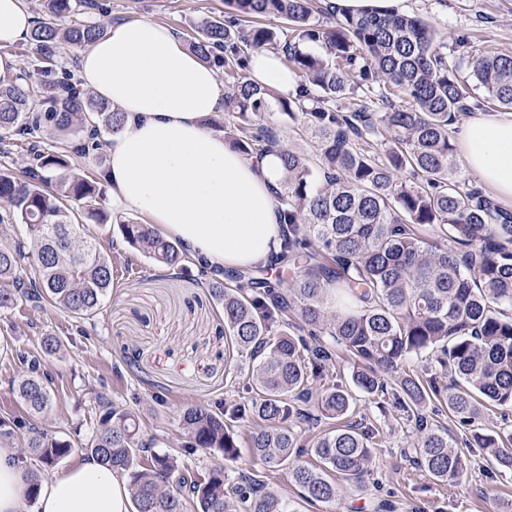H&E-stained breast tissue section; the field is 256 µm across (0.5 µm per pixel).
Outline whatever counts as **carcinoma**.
Wrapping results in <instances>:
<instances>
[{"label":"carcinoma","mask_w":512,"mask_h":512,"mask_svg":"<svg viewBox=\"0 0 512 512\" xmlns=\"http://www.w3.org/2000/svg\"><path fill=\"white\" fill-rule=\"evenodd\" d=\"M84 0H44L43 15L27 37L31 68L0 79V141H20L43 127L65 135L87 134L78 150L102 148L101 131L120 133L122 113L90 93L80 97L73 74L62 67L65 50L103 35L100 23L76 20ZM231 11L201 25L192 50L224 71V113L208 126L246 156L276 150L284 178L277 191L281 257L268 266L225 272L234 282L210 285L223 306L224 331L254 362L256 396L224 410L190 406L180 419L185 452L238 454L234 427L258 417L268 426L251 436L255 472L234 481L222 465L194 476L176 455L154 450L138 417L99 403L92 435L75 442L34 429L21 453L43 465L80 451L126 477L135 512H297L265 476L286 471L310 501L333 502L340 479L360 488L369 472L375 430L345 424L322 434L300 460L295 427L312 382L328 378L341 346L355 362V387L366 397L395 385L420 431L414 461L438 481L456 480L465 457L448 432L431 429L424 412L433 399L467 425L481 407H512V212L457 176L452 127L469 109L464 88L448 69L444 45L417 16L367 12L339 15L329 0H225ZM278 21L274 27L260 18ZM316 44L322 52L305 49ZM282 55L301 80L295 96L260 88L249 75L254 51ZM472 74L496 103L512 109V55L479 54ZM350 95L353 105L336 99ZM404 104L397 105L393 97ZM303 120L317 139L319 158L285 145L274 114ZM34 163L17 176L0 170V224L27 226L37 278L28 277L25 255L0 247V307L47 300L77 316H93L112 288V261L97 242L78 236L68 198L96 200V183L69 169L57 151L33 152ZM443 237L425 239L422 228ZM127 243L170 269L186 268L182 245L148 224H121ZM277 277L267 276L270 269ZM299 318L311 346L288 331ZM0 353L26 367L17 395L27 410L51 403L52 379L40 356L8 343ZM432 356L451 372L447 384L402 371L412 356ZM352 393L328 385L317 393L321 416L335 420L355 406ZM472 440L512 470V429H474ZM150 456L143 467L140 454Z\"/></svg>","instance_id":"obj_1"}]
</instances>
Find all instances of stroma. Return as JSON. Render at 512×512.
Listing matches in <instances>:
<instances>
[{
    "instance_id": "35a3bbf8",
    "label": "stroma",
    "mask_w": 512,
    "mask_h": 512,
    "mask_svg": "<svg viewBox=\"0 0 512 512\" xmlns=\"http://www.w3.org/2000/svg\"><path fill=\"white\" fill-rule=\"evenodd\" d=\"M86 20L112 25L148 19L174 27L184 41L198 35L196 25L222 16L224 0H99ZM406 14L427 20L448 55V64L470 95L472 114L504 115V108L486 98L470 68L477 53L512 54V0H407ZM35 138L43 149L63 150L70 167L96 181L99 194L93 205L109 211L108 223L88 220L87 201L67 206L82 236L96 240L112 256L114 288L100 312L90 318L66 313L49 302L33 307L21 302L0 308V337L14 347L37 352L45 337L62 342L60 357L47 358L53 378L50 405L37 414L26 413L15 394L21 373L18 365L0 361V417L25 415L26 437L38 429L74 440L86 439L96 424V400L105 398L136 411L144 435L154 437L158 452L179 451L183 430L179 415L194 405L216 408L238 399L249 385L251 364L234 354L224 334L222 309L212 298L209 280L200 270L172 271L138 254L125 241L103 179L100 154H80L61 147L47 130ZM432 428L448 431L470 461L457 481H436L412 462L420 432L393 394L379 399L358 397L350 424L377 429L371 474L363 490L344 489L333 503L301 498L286 473L274 475L271 487L295 500L299 512H512V471L491 464L482 449L470 447V430L448 412L428 407ZM253 422L239 424L235 460L197 450L185 464L205 474L225 464L230 474L249 473V440Z\"/></svg>"
}]
</instances>
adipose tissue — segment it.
<instances>
[{
  "mask_svg": "<svg viewBox=\"0 0 512 512\" xmlns=\"http://www.w3.org/2000/svg\"><path fill=\"white\" fill-rule=\"evenodd\" d=\"M31 27L23 0H0V75L15 70L6 48L25 40ZM250 67L260 87L299 90L298 75L275 53L254 52ZM77 74L81 89L124 116V132L106 148L113 211L180 240L192 264L215 278L274 260L281 160L274 152L243 155L208 131L205 120L223 111L224 91L216 70L174 28L143 19L117 23L80 52ZM458 138L480 181L512 202V114L470 117ZM129 506L124 478L91 456L41 481L29 498L14 449L0 447V512H129Z\"/></svg>",
  "mask_w": 512,
  "mask_h": 512,
  "instance_id": "1",
  "label": "adipose tissue"
}]
</instances>
